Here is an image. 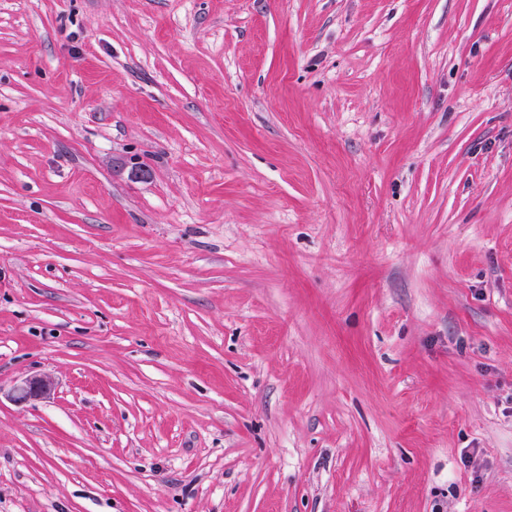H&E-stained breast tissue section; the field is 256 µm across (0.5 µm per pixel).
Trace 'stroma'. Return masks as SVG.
Returning a JSON list of instances; mask_svg holds the SVG:
<instances>
[{
  "label": "stroma",
  "mask_w": 512,
  "mask_h": 512,
  "mask_svg": "<svg viewBox=\"0 0 512 512\" xmlns=\"http://www.w3.org/2000/svg\"><path fill=\"white\" fill-rule=\"evenodd\" d=\"M0 512H512V0H0ZM54 388V380L50 376L45 374L30 376L14 387V400L19 402L43 400L50 397Z\"/></svg>",
  "instance_id": "stroma-1"
}]
</instances>
